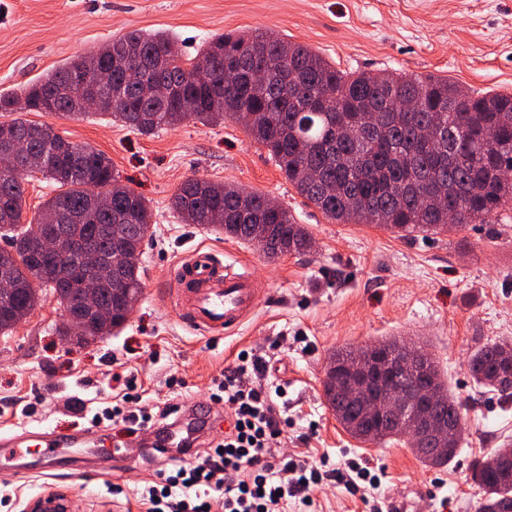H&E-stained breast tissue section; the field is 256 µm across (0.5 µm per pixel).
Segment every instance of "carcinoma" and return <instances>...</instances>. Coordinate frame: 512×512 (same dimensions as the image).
I'll return each instance as SVG.
<instances>
[{"mask_svg":"<svg viewBox=\"0 0 512 512\" xmlns=\"http://www.w3.org/2000/svg\"><path fill=\"white\" fill-rule=\"evenodd\" d=\"M173 45L162 32L120 36L17 93L0 95V112L13 111L22 98L40 112L53 88L114 58L119 65L97 112L144 136L190 120L217 125L232 117L267 149L298 194L336 224L372 225L413 238L448 231L450 208L458 227L477 219L490 223L512 207V94H481L435 74L343 71L305 44L262 33L217 35L189 67L179 58L166 60ZM0 137L46 155L38 173L56 186L26 223L28 175L0 168V236L10 242L0 250V262L8 266L13 287L0 303V333L30 312L35 301L28 288L35 284L87 321L79 342L107 335L104 327L122 326L128 302L141 297L142 267L131 263L100 288V303L112 309L105 325L83 306L87 271L76 264V252L141 254L150 206L120 183L104 153L61 137L49 123L0 122ZM103 194L112 196L107 209L94 204ZM268 200L233 184L190 178L171 207L186 223L240 242L268 239L264 254L270 259L307 252L312 238L305 225L282 205L270 208ZM62 233L67 239L57 252L37 248L36 235ZM354 353L346 348L329 355L326 404L355 439L403 437L398 426L373 427L360 418L361 402L344 389L343 364ZM468 370L477 386L506 391L512 356L504 357L503 343H488L471 355ZM440 389L437 414L448 421L464 416L463 402L443 380ZM459 442L450 433L423 441L415 453L441 467L455 458ZM472 481L485 493L479 512H512V462L481 460Z\"/></svg>","mask_w":512,"mask_h":512,"instance_id":"carcinoma-1","label":"carcinoma"}]
</instances>
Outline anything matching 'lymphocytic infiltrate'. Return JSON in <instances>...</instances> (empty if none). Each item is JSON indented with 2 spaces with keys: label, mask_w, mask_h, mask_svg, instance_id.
Wrapping results in <instances>:
<instances>
[{
  "label": "lymphocytic infiltrate",
  "mask_w": 512,
  "mask_h": 512,
  "mask_svg": "<svg viewBox=\"0 0 512 512\" xmlns=\"http://www.w3.org/2000/svg\"><path fill=\"white\" fill-rule=\"evenodd\" d=\"M258 367L245 358L214 380L209 401L231 407L229 431L194 465L160 470L142 494L147 512H281L288 498L322 480L280 452L288 429L277 404L284 392L249 383Z\"/></svg>",
  "instance_id": "lymphocytic-infiltrate-1"
}]
</instances>
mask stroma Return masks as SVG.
Wrapping results in <instances>:
<instances>
[{"label":"stroma","mask_w":512,"mask_h":512,"mask_svg":"<svg viewBox=\"0 0 512 512\" xmlns=\"http://www.w3.org/2000/svg\"><path fill=\"white\" fill-rule=\"evenodd\" d=\"M158 30L187 63L214 36L261 30L306 44L344 71L432 73L512 93V0H0V95L114 38ZM26 118L103 152L121 183L148 201L152 235L140 257L142 296L111 335L66 344L57 332L62 310L47 291L25 321L0 334V431L50 429L120 443L123 425L92 417L120 402L122 377L134 379L143 406L205 407L213 380L245 352L262 362L265 387L286 389L289 451L324 475L309 503L289 499L284 512H478L484 493L471 465L512 446V395L477 387L466 361L484 344L512 342V210L494 224L406 239L331 223L230 118L152 136L96 113ZM193 177L273 197L306 225L312 250L270 260L253 245L185 223L170 201ZM200 247L242 261L267 290L256 313L220 338L191 329L164 299L175 263ZM391 339L423 346L467 406L447 466L421 462L398 440L353 438L325 403L331 352ZM347 462L370 473L354 489L333 475ZM155 474L147 465L116 472L106 459L90 467L64 457L54 475L0 481V496L9 512L56 494L68 497L70 512H146L141 493ZM116 485L121 494H112Z\"/></svg>","instance_id":"stroma-1"}]
</instances>
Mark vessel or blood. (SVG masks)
Wrapping results in <instances>:
<instances>
[{
	"label": "vessel or blood",
	"instance_id": "b4317fda",
	"mask_svg": "<svg viewBox=\"0 0 512 512\" xmlns=\"http://www.w3.org/2000/svg\"><path fill=\"white\" fill-rule=\"evenodd\" d=\"M261 294L248 272L238 271L234 264L222 262L213 252L199 249L177 265L165 291L166 299L186 324L211 336H221L237 328L256 310ZM185 431V426L178 423L162 425L154 447L134 446L123 452L120 461L163 463L184 447ZM90 445V440L79 434L0 432V476L31 471V455H38L50 464L68 449Z\"/></svg>",
	"mask_w": 512,
	"mask_h": 512
}]
</instances>
